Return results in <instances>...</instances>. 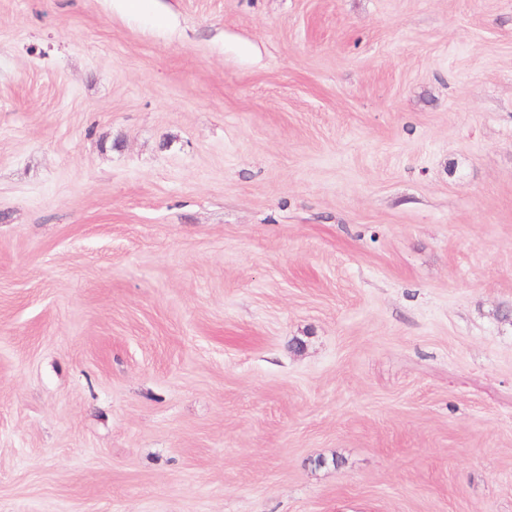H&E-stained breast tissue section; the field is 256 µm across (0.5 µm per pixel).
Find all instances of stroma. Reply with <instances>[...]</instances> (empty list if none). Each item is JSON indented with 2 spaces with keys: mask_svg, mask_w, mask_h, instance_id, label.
I'll return each instance as SVG.
<instances>
[{
  "mask_svg": "<svg viewBox=\"0 0 512 512\" xmlns=\"http://www.w3.org/2000/svg\"><path fill=\"white\" fill-rule=\"evenodd\" d=\"M512 0H0V512H512Z\"/></svg>",
  "mask_w": 512,
  "mask_h": 512,
  "instance_id": "35a3bbf8",
  "label": "stroma"
}]
</instances>
